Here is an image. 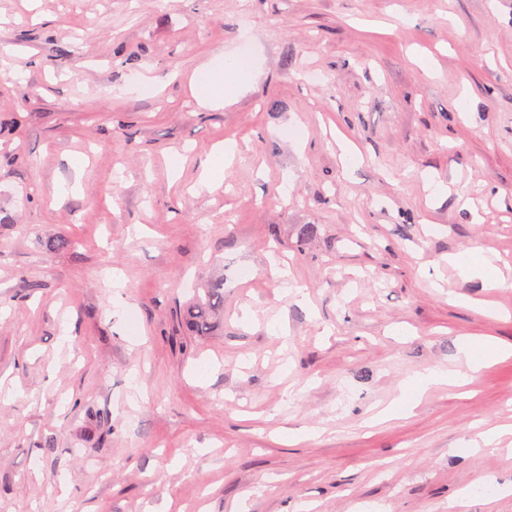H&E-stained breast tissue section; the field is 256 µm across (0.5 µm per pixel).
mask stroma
Instances as JSON below:
<instances>
[{"instance_id": "obj_1", "label": "stroma", "mask_w": 512, "mask_h": 512, "mask_svg": "<svg viewBox=\"0 0 512 512\" xmlns=\"http://www.w3.org/2000/svg\"><path fill=\"white\" fill-rule=\"evenodd\" d=\"M220 53L248 81L203 109ZM148 67L161 92L125 93ZM217 274L224 327L190 335ZM489 339L512 346V0H0V512H512V355L370 422ZM224 60L225 69L234 67L235 61L232 58H224L223 56H217L215 59L202 65L198 73L211 74L209 85L199 84L198 80H192L191 89L193 96L197 101L198 105L203 109H210L216 105L224 104V83L214 78V73L220 72L217 69L219 64ZM213 159H208L201 168L198 187L203 190L209 189L212 186L219 185V175L221 170V160L225 161V165L229 158L233 155V150L230 146L218 147L212 150ZM448 262L459 270L461 276L465 278L481 277L485 284L490 287L501 286L502 283L493 275L492 264L485 258L479 264H473L465 260L461 255H449ZM457 360L463 365L466 371L460 369H448L445 366H434L418 372L412 379L401 387V393L396 397L391 405L378 413L370 421L373 422L385 416H394L402 413L406 405L403 403V395L407 387L416 386L419 391H424L428 387L438 384L453 383L464 385L468 379V373L477 372L484 364L483 361L473 357L470 344L465 342L458 348Z\"/></svg>"}]
</instances>
